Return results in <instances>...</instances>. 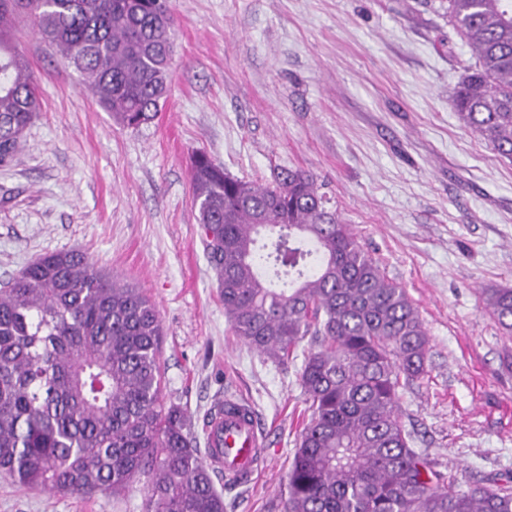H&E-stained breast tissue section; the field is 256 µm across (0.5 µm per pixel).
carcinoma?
I'll use <instances>...</instances> for the list:
<instances>
[{"label":"carcinoma","mask_w":512,"mask_h":512,"mask_svg":"<svg viewBox=\"0 0 512 512\" xmlns=\"http://www.w3.org/2000/svg\"><path fill=\"white\" fill-rule=\"evenodd\" d=\"M477 62L454 112L512 161V0H446ZM24 12L125 126L164 105L174 52L170 0H0V164L40 112L13 41ZM197 220L236 336L274 361L304 340L310 415L288 470L284 512H512V476L462 489L413 447L399 390L426 374L429 338L406 289L388 278L316 178L269 185L191 158ZM483 302L512 334V288ZM158 313L139 288L78 250L45 254L0 287V474L29 489L117 497L146 479L144 512H225L224 494L169 404Z\"/></svg>","instance_id":"obj_1"}]
</instances>
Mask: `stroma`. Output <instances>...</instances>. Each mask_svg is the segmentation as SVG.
<instances>
[{
	"label": "stroma",
	"instance_id": "obj_1",
	"mask_svg": "<svg viewBox=\"0 0 512 512\" xmlns=\"http://www.w3.org/2000/svg\"><path fill=\"white\" fill-rule=\"evenodd\" d=\"M169 93L127 128L32 27L15 22L41 110L0 165V283L78 250L159 313L166 398L193 440L236 393L270 431L226 512H281L306 407L300 360L277 364L233 333L204 249L190 157L258 184L312 173L361 248L403 286L430 338L426 375L399 393L415 446L460 483L512 472V337L482 291L512 288V163L465 127L448 95L474 65L441 0H172ZM120 497L26 489L0 475V512H143Z\"/></svg>",
	"mask_w": 512,
	"mask_h": 512
}]
</instances>
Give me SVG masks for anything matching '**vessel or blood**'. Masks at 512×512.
I'll use <instances>...</instances> for the list:
<instances>
[{
	"label": "vessel or blood",
	"mask_w": 512,
	"mask_h": 512,
	"mask_svg": "<svg viewBox=\"0 0 512 512\" xmlns=\"http://www.w3.org/2000/svg\"><path fill=\"white\" fill-rule=\"evenodd\" d=\"M204 433L205 465L223 473L234 486L252 483L261 469L267 446L254 409L242 397L225 394L207 412Z\"/></svg>",
	"instance_id": "vessel-or-blood-1"
}]
</instances>
